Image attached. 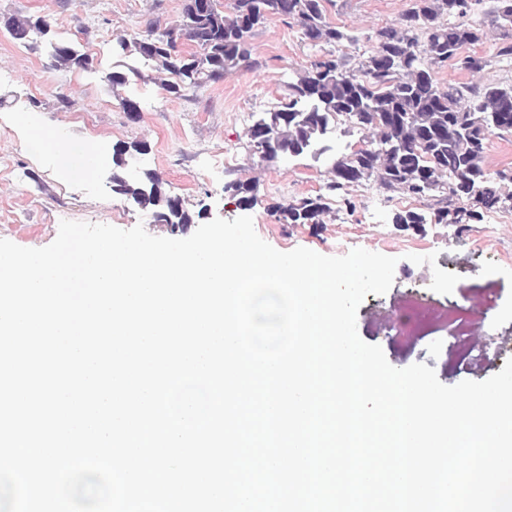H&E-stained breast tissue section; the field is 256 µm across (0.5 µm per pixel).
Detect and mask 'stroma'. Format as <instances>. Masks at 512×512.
<instances>
[{"instance_id": "stroma-1", "label": "stroma", "mask_w": 512, "mask_h": 512, "mask_svg": "<svg viewBox=\"0 0 512 512\" xmlns=\"http://www.w3.org/2000/svg\"><path fill=\"white\" fill-rule=\"evenodd\" d=\"M412 4L346 0L328 19L367 36ZM182 6L183 0H0V21L41 16L50 38L92 55L97 67L93 74L56 68L48 49L15 43L0 24V238L44 247L64 220L121 229L140 224L153 231L150 211L114 194L110 183L114 148L143 141L147 151L129 156L124 174L157 173L168 192L184 199L196 218L177 230V238L214 218L241 216L252 217L256 233L282 252L305 247L342 256L347 247L363 248L381 238L380 253L398 260L394 283L360 305V338L379 345L393 367L426 364L448 386L498 373L512 358V211L484 213L463 232L453 224L404 227L392 221L401 208L399 195L369 184L352 187L355 211L335 208L323 224L278 223L269 211L273 203L317 193L326 179V164L307 156L259 172L254 204L240 206L224 184L258 161L246 128L252 116L275 105L310 51L297 28L274 19L252 40L259 68L229 74L186 97L151 83L113 93L101 79L124 62L111 52L113 37L165 27L180 18ZM125 96L138 102L139 121L124 112ZM37 131L48 138L44 151L34 153L27 139ZM60 143L88 146L99 164L89 175H68L55 161ZM419 311L432 320L434 333L413 331ZM475 331L482 333L483 347L469 361L456 362L459 340Z\"/></svg>"}]
</instances>
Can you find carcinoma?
I'll use <instances>...</instances> for the list:
<instances>
[{"label":"carcinoma","instance_id":"1","mask_svg":"<svg viewBox=\"0 0 512 512\" xmlns=\"http://www.w3.org/2000/svg\"><path fill=\"white\" fill-rule=\"evenodd\" d=\"M335 6L336 0H184L173 24L116 40L117 54L150 62L148 70L132 65L103 79L114 93L135 78L185 97L227 73L256 68L254 31L280 19L300 28L314 54L284 85L277 104L247 129L253 154L270 164L282 155L312 153L341 119L363 134L366 145L333 160L323 191L273 206L279 223L322 224L334 203L352 210L349 188L370 180L387 193L426 202L425 212L394 214V224H470L485 212L512 210V191L504 190L512 184V167L491 172L484 163L490 136L512 135V86L446 85L435 76L450 61L459 70L481 73L495 61L512 60V0H495L488 14L500 40L494 60L464 53L483 36L470 19L473 0H414L397 22L367 37L370 46L353 66L344 50L357 48L361 38L328 21ZM5 26L25 46L32 33L50 32L41 17L11 16ZM49 45L55 67L97 72L91 55L65 42ZM145 147L135 143L113 153L112 192L150 209L154 223L174 232L191 222L182 199L163 193L156 174L122 175L126 153ZM255 191L252 178L224 184V192L244 206L254 202Z\"/></svg>","mask_w":512,"mask_h":512}]
</instances>
